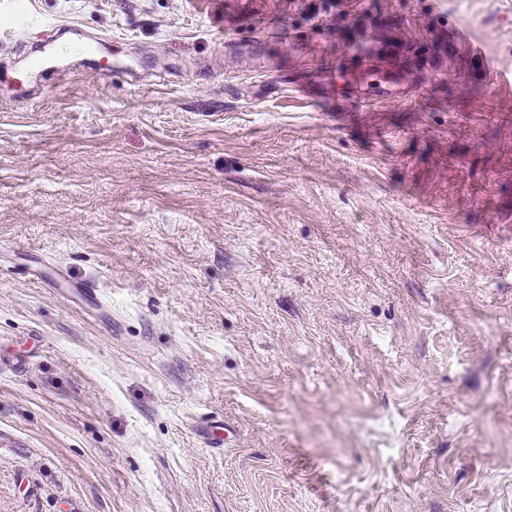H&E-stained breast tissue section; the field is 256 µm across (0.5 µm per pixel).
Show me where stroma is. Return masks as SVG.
Segmentation results:
<instances>
[{
	"instance_id": "1",
	"label": "stroma",
	"mask_w": 512,
	"mask_h": 512,
	"mask_svg": "<svg viewBox=\"0 0 512 512\" xmlns=\"http://www.w3.org/2000/svg\"><path fill=\"white\" fill-rule=\"evenodd\" d=\"M485 59L512 0H0V512H512Z\"/></svg>"
}]
</instances>
